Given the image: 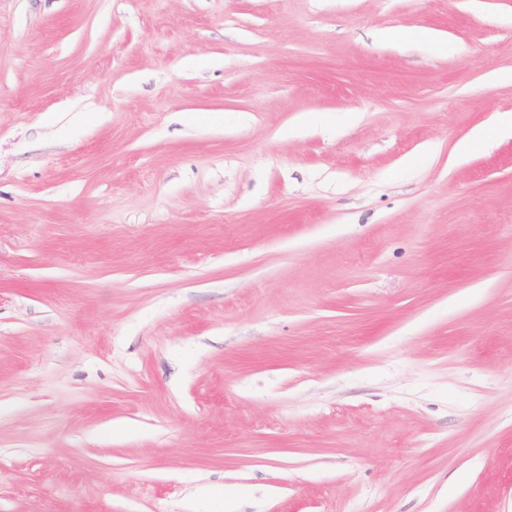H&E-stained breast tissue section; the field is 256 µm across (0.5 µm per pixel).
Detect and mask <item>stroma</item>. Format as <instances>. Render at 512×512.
Segmentation results:
<instances>
[{
	"label": "stroma",
	"mask_w": 512,
	"mask_h": 512,
	"mask_svg": "<svg viewBox=\"0 0 512 512\" xmlns=\"http://www.w3.org/2000/svg\"><path fill=\"white\" fill-rule=\"evenodd\" d=\"M507 112L512 0H0V512H512Z\"/></svg>",
	"instance_id": "stroma-1"
}]
</instances>
